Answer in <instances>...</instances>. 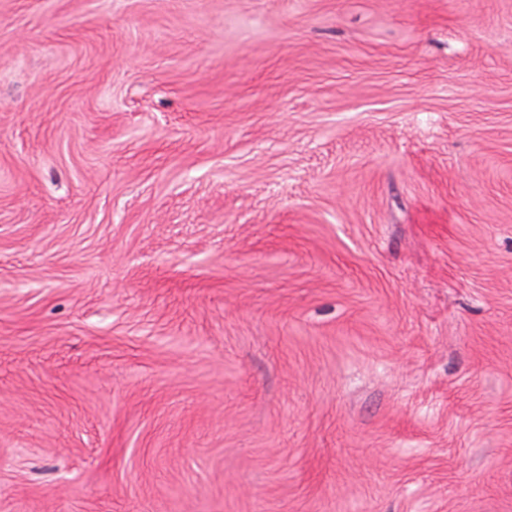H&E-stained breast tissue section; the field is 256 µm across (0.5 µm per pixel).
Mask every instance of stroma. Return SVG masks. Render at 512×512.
Returning a JSON list of instances; mask_svg holds the SVG:
<instances>
[{"label":"stroma","instance_id":"1","mask_svg":"<svg viewBox=\"0 0 512 512\" xmlns=\"http://www.w3.org/2000/svg\"><path fill=\"white\" fill-rule=\"evenodd\" d=\"M0 512H512V0H0Z\"/></svg>","mask_w":512,"mask_h":512}]
</instances>
